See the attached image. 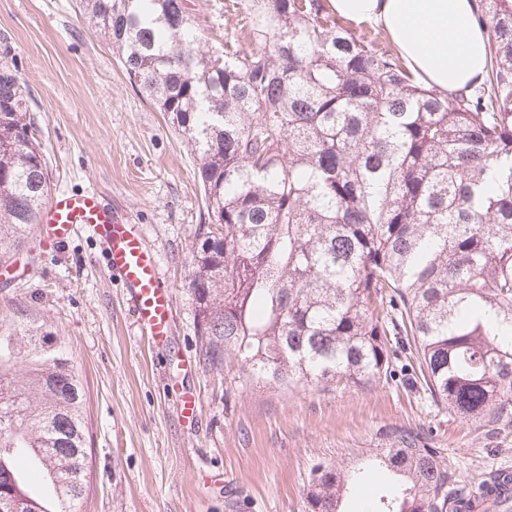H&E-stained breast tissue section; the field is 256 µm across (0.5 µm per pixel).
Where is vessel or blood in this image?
Here are the masks:
<instances>
[{
  "mask_svg": "<svg viewBox=\"0 0 512 512\" xmlns=\"http://www.w3.org/2000/svg\"><path fill=\"white\" fill-rule=\"evenodd\" d=\"M41 222L46 235L59 242L76 225L89 228L104 244L107 273L124 285L136 322L154 344L165 343L172 291L161 284L155 253L127 218L95 191H60L50 198Z\"/></svg>",
  "mask_w": 512,
  "mask_h": 512,
  "instance_id": "vessel-or-blood-1",
  "label": "vessel or blood"
}]
</instances>
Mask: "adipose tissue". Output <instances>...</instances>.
Wrapping results in <instances>:
<instances>
[{"label":"adipose tissue","instance_id":"1","mask_svg":"<svg viewBox=\"0 0 512 512\" xmlns=\"http://www.w3.org/2000/svg\"><path fill=\"white\" fill-rule=\"evenodd\" d=\"M355 22L381 27L407 67L446 93L482 82L488 30L479 24L478 0H330Z\"/></svg>","mask_w":512,"mask_h":512}]
</instances>
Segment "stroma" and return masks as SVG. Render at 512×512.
Listing matches in <instances>:
<instances>
[{
	"mask_svg": "<svg viewBox=\"0 0 512 512\" xmlns=\"http://www.w3.org/2000/svg\"><path fill=\"white\" fill-rule=\"evenodd\" d=\"M219 53L240 23L226 0H198ZM30 99L53 190H96L137 224L173 293L170 336L155 346L128 295L105 273L87 228L62 242L33 236L0 278V327L20 340L15 370L35 344L82 377L90 482L81 512H305L317 460L352 465L391 447L400 427L440 448L457 487L512 465V425L464 421L403 378L283 389L244 381L239 363L203 367L187 281L200 225L198 160L134 90L119 57L78 0H0V64ZM199 397L193 418L176 409Z\"/></svg>",
	"mask_w": 512,
	"mask_h": 512,
	"instance_id": "obj_1",
	"label": "stroma"
}]
</instances>
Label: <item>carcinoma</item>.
Masks as SVG:
<instances>
[{"mask_svg": "<svg viewBox=\"0 0 512 512\" xmlns=\"http://www.w3.org/2000/svg\"><path fill=\"white\" fill-rule=\"evenodd\" d=\"M130 85L199 159L204 224L187 282L199 358L247 381L352 386L396 376L465 420L512 415V0H479L480 85L444 95L323 0H241L254 48L202 47L189 0H80ZM23 84L0 66V259L39 224L51 186ZM0 334V501L46 512L14 455L36 461L55 512L87 490L85 391L42 349L22 379ZM374 512H448L443 452L412 429L351 468L320 461L308 512L350 487Z\"/></svg>", "mask_w": 512, "mask_h": 512, "instance_id": "1", "label": "carcinoma"}]
</instances>
